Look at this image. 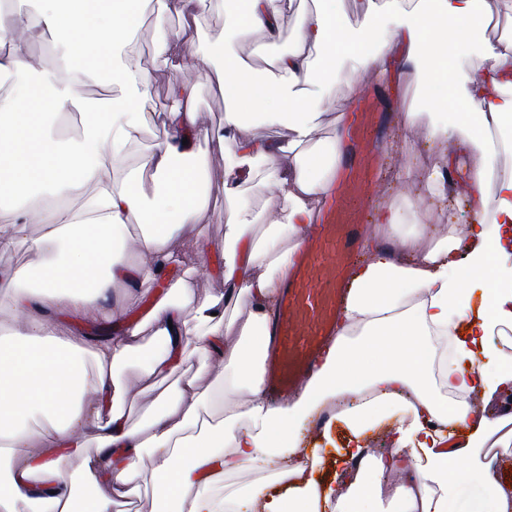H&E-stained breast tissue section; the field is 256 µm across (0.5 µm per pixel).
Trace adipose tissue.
Segmentation results:
<instances>
[{
	"label": "adipose tissue",
	"mask_w": 512,
	"mask_h": 512,
	"mask_svg": "<svg viewBox=\"0 0 512 512\" xmlns=\"http://www.w3.org/2000/svg\"><path fill=\"white\" fill-rule=\"evenodd\" d=\"M35 14L20 15L14 0H0V195L16 198L0 210V252L26 243L30 262L6 272L7 307L16 322L0 343V512H115L139 496V464L151 449V481L164 495L150 512H376L378 476L405 475L389 512H448L450 495L474 485L461 512H512V482L500 479L512 455V415L489 418L448 402L435 388L493 398L512 391V356L493 330L512 328V173L497 164L492 132L512 127V34L489 38L512 0H357L359 25L341 22L336 0L305 10L300 0H236L233 27L277 37L296 19V43L272 58L273 79L247 71L226 36L212 44L223 58V92L230 108L224 128L233 163L213 171L193 143L200 132L192 84H172L170 108L153 106L150 86L122 57L135 38V18L150 0H33ZM52 36L62 48L56 67L41 68L30 45ZM352 59L349 97L362 91L359 72H416L434 110L427 123L408 110L407 130H422L443 145L442 165L423 170L424 194L445 198L446 170L464 174L467 196L479 210L465 236H427L407 224L399 207L376 209L365 248L372 260L351 272L350 300L338 334L322 356L318 376L285 406L269 405L261 361L276 318L280 288L293 251L312 230L320 205L336 185L343 138L318 142L329 92V66ZM480 58L481 67L470 64ZM104 86L103 98L83 90ZM264 102L266 111L248 106ZM78 113V127L61 131L62 111ZM162 125L142 167L146 177L120 175L124 158L147 126ZM288 136L272 139L270 129ZM318 142L316 152L305 144ZM288 167H281V160ZM263 164L273 190L267 227L238 215L224 237V295L246 301L245 319L225 320L221 299L196 302L195 278L171 284L178 301L160 300L150 313L155 350L144 351L140 327L129 324L92 344L62 330L56 312L87 318L104 314L120 282L151 287L183 264L178 236L197 223L212 179L227 199L238 194L242 168ZM93 192H86V185ZM80 199L78 211L62 210ZM141 230L130 240L127 226ZM43 225L33 235L29 225ZM397 239L392 259L377 258L378 241ZM237 341L227 345L225 336ZM222 363L232 385L214 394L195 380L156 396L146 426L128 422L116 404L129 363L163 379L176 368L189 339ZM231 398L229 416L203 419L208 397ZM354 437L401 413L396 448L367 458L369 477H356L350 499H337L315 477L320 456L305 448L301 431L331 402ZM47 430L44 449L25 454L32 424ZM94 455H86L87 444ZM85 463L65 470L69 458ZM272 463L266 481L249 490L218 494L224 480L249 466Z\"/></svg>",
	"instance_id": "ef3b65f1"
}]
</instances>
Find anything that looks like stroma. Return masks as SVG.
Instances as JSON below:
<instances>
[{"label": "stroma", "mask_w": 512, "mask_h": 512, "mask_svg": "<svg viewBox=\"0 0 512 512\" xmlns=\"http://www.w3.org/2000/svg\"><path fill=\"white\" fill-rule=\"evenodd\" d=\"M227 12H214L192 22L181 14L179 0H154L151 10L139 20L136 37L126 50L134 67L149 79L152 101L157 109H167L170 104L169 86L178 80H188L196 84L197 96L194 106L201 115L202 131L196 150L204 156L210 166L223 167L230 156L221 136L224 132V115L229 107L222 93V69L219 63L208 57L210 42L224 32L228 22ZM173 38L171 52L160 58L154 53V44L160 34ZM294 24L285 22L279 39L269 40L265 33L254 31L237 36L234 44L245 64L254 72L263 74L269 71L271 59L287 52L294 43ZM386 92L385 111L388 119L381 133V174L377 186L371 192L372 202L390 199H407L416 208L415 223L428 225L434 234L447 233L448 225L441 219L442 209H450L456 218L458 230H465L473 217L474 204L463 190L449 193L446 200L421 199V190L416 182H397L393 176L407 164L417 167H433L440 161L439 144L423 140L415 152H408L405 136L398 125L399 104L413 105L419 111H426L424 93L415 79L402 83L384 81ZM270 190L256 172L241 170L239 174V194L235 201H228L221 183H212L207 190V203L200 223L192 225L189 235L196 239L202 251L201 256L189 257L183 264L184 270L193 272L196 277V298L204 300L224 293L222 268L210 265L209 258L215 247L224 243L226 221L232 210H240L255 218L256 231H263L262 217L270 200ZM167 293L165 285H157L145 293L126 294L117 290L112 300L116 311L113 319L93 322L82 318L62 315L58 322L62 328L86 335L108 336L113 327L134 320L142 323L141 344L153 347V328L145 319L154 304ZM126 389L123 406L128 420L136 425L146 424L154 411L153 400L156 392L162 391L163 383L154 382L136 367L129 365L122 377ZM351 437L341 422H333L329 437H317L311 444L324 458L323 474L337 494H344L350 478L344 468L342 450Z\"/></svg>", "instance_id": "stroma-1"}]
</instances>
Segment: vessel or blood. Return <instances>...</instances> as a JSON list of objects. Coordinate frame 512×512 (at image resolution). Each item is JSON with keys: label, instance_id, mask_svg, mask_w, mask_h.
Returning a JSON list of instances; mask_svg holds the SVG:
<instances>
[{"label": "vessel or blood", "instance_id": "obj_1", "mask_svg": "<svg viewBox=\"0 0 512 512\" xmlns=\"http://www.w3.org/2000/svg\"><path fill=\"white\" fill-rule=\"evenodd\" d=\"M384 102V92L375 88L347 112V153L336 187L320 209L314 233L298 247L280 290L274 343L265 359V383L277 398H290L317 373L324 347L337 330L351 261L368 231V191L379 176L377 135Z\"/></svg>", "mask_w": 512, "mask_h": 512}]
</instances>
